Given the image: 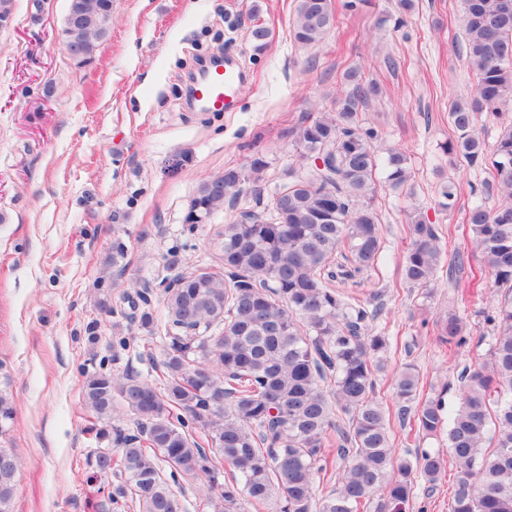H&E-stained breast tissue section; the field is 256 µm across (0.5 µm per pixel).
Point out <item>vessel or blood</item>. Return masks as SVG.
<instances>
[{"label":"vessel or blood","instance_id":"vessel-or-blood-1","mask_svg":"<svg viewBox=\"0 0 512 512\" xmlns=\"http://www.w3.org/2000/svg\"><path fill=\"white\" fill-rule=\"evenodd\" d=\"M244 84V75L232 59L205 69L192 86L196 106L205 112L235 111Z\"/></svg>","mask_w":512,"mask_h":512}]
</instances>
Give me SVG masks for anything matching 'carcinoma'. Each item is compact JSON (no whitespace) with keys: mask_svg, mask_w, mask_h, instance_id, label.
<instances>
[{"mask_svg":"<svg viewBox=\"0 0 512 512\" xmlns=\"http://www.w3.org/2000/svg\"><path fill=\"white\" fill-rule=\"evenodd\" d=\"M466 54L477 75L474 98L453 104L456 133L447 151L471 166H486L503 201L491 208L471 194L466 224L448 227L473 245L453 252L450 274L464 272L467 301L493 286L504 290L497 306L481 311L491 329L489 358L463 366L459 402L420 394V370L402 367L394 384L397 417L413 420L425 436L446 435L455 463L451 512H512V0H461ZM82 13L68 29L83 46L77 63L92 60L109 30L106 0H70ZM336 22L333 0H297L292 36L315 46ZM336 97L335 115L288 129L298 157L312 161L269 202L258 186L269 167L255 155L246 170L226 169L204 182L190 200L189 233L199 217L213 215L251 191L255 209L224 225L220 273H178L163 285L170 342L158 380L94 373L83 383L84 405L102 419L120 401L137 419V431L115 433V452L96 457L98 471L115 472L108 492L113 512L127 502L139 512H184L168 479L180 473L208 481L215 512H245L274 505L275 512H361L377 500V512H405L421 483L434 488L444 470L438 453L417 449L399 456L389 434L391 411L376 399L379 352L386 337L372 334L377 319L373 291L359 296L347 284L374 267L381 228L372 200L377 169L388 186L409 180L406 156L379 157L376 132L362 125L360 107L378 92L353 67ZM500 121L494 143L475 133L477 113ZM440 205L453 208L456 186H440ZM198 218H193V215ZM403 280L427 288L441 261L442 231L424 214L408 218ZM448 359L469 344L464 316L450 312L436 323ZM216 450L212 456L208 448ZM171 468L162 475L158 460ZM341 480L330 484L337 464ZM228 468L217 483L218 465ZM16 458L0 449V512H10Z\"/></svg>","mask_w":512,"mask_h":512,"instance_id":"obj_1","label":"carcinoma"}]
</instances>
